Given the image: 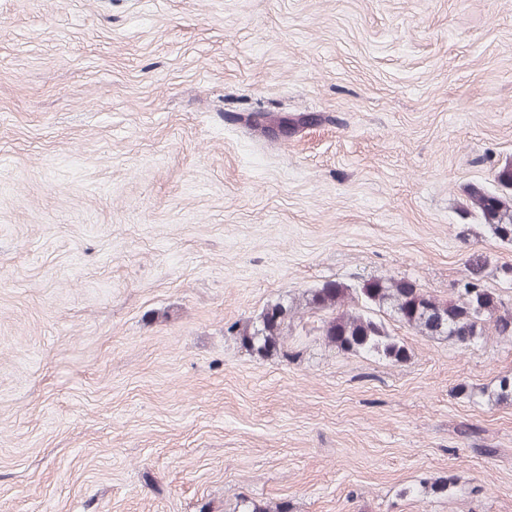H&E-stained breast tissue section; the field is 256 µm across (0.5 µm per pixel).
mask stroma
I'll return each instance as SVG.
<instances>
[{"label": "stroma", "mask_w": 512, "mask_h": 512, "mask_svg": "<svg viewBox=\"0 0 512 512\" xmlns=\"http://www.w3.org/2000/svg\"><path fill=\"white\" fill-rule=\"evenodd\" d=\"M508 160L512 0H0V512H512V339L227 331L329 281L512 300L468 207Z\"/></svg>", "instance_id": "1"}]
</instances>
